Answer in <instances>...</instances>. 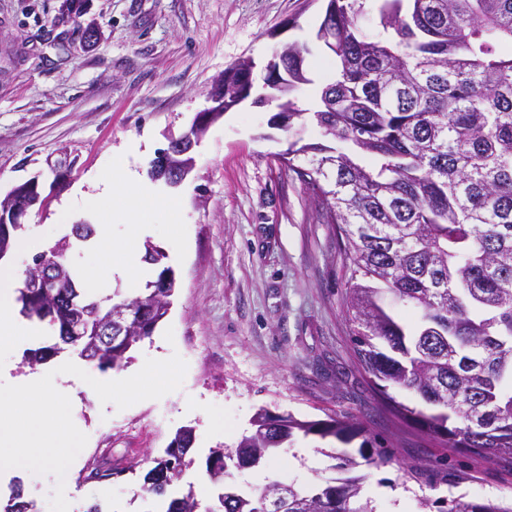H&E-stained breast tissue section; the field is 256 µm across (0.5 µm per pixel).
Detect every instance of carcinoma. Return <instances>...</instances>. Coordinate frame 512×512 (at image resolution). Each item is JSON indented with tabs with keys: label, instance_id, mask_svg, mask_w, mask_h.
Returning a JSON list of instances; mask_svg holds the SVG:
<instances>
[{
	"label": "carcinoma",
	"instance_id": "carcinoma-1",
	"mask_svg": "<svg viewBox=\"0 0 512 512\" xmlns=\"http://www.w3.org/2000/svg\"><path fill=\"white\" fill-rule=\"evenodd\" d=\"M360 0H329L318 31L334 56L335 72L321 91L320 108H301L295 92L311 83L298 57L288 54V84L281 101L288 128L314 122L323 135L351 145L346 152L323 144L288 147V155L313 154L295 173L319 195L322 218L339 225L347 240V314L355 324V355L369 386L401 426L412 422L440 447L473 453L489 463L512 459V0H383L380 25L387 37L360 30ZM21 224L0 232L6 257ZM54 258L62 287L49 304L20 294L21 313L54 325L59 342L24 355L29 367L62 350H84L89 337L74 336L79 319L91 323L136 299L88 300L68 255L54 248L32 264ZM391 296L415 309L409 327L386 309ZM151 332L121 350L106 348L102 369H120L127 353ZM413 392L410 408L389 390ZM360 437V459L338 454L347 476L321 491L282 481L244 493L224 478L246 458L259 463L296 433ZM354 416L329 421L272 416L261 410L233 453L207 473L219 485L217 501L201 508L193 486L169 488L188 466L154 461L144 475L146 492L165 499V512H268V494L288 488L287 512H374L362 497L361 478L350 470L391 462ZM0 512H36L13 490ZM444 512H512L492 500L454 498Z\"/></svg>",
	"mask_w": 512,
	"mask_h": 512
}]
</instances>
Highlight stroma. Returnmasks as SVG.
Masks as SVG:
<instances>
[{
  "label": "stroma",
  "instance_id": "stroma-1",
  "mask_svg": "<svg viewBox=\"0 0 512 512\" xmlns=\"http://www.w3.org/2000/svg\"><path fill=\"white\" fill-rule=\"evenodd\" d=\"M325 8L326 0H0V199L32 178L49 197L28 211L7 263L25 271L33 253L23 241L44 250L66 236L77 217L63 205L96 171L122 161L149 169L211 107L217 80L240 60L253 59L260 78L284 44L308 47L311 83L298 97L315 111L310 89L325 85L333 61L315 39ZM275 111L247 101L226 112L196 147L187 179L159 184V195H177L180 208L154 212L149 241L164 252L175 290L125 370L176 354L187 371L177 390L122 410L85 401L74 423L88 441L61 481L69 512H89L104 494L115 512H162L143 476L186 427L194 432L191 464L172 490L193 489L213 504L211 449L234 451L261 409L364 421L392 457L356 470L376 512H423L424 501L460 495L511 502V460L491 465L451 454L418 429L395 431L358 372L345 314V240L296 174L307 160H281L291 142L324 136L313 123L271 126ZM138 141L151 146L140 158L129 153ZM357 449L299 434L227 482L241 490L273 479L316 487L342 477L338 453ZM106 453L114 475L89 479Z\"/></svg>",
  "mask_w": 512,
  "mask_h": 512
}]
</instances>
